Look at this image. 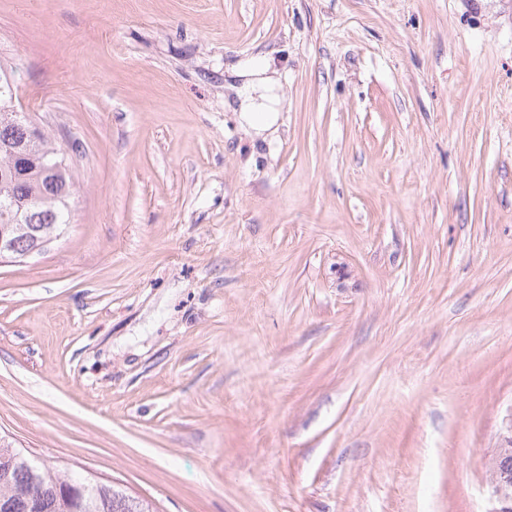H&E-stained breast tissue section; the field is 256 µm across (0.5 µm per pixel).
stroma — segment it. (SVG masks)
Here are the masks:
<instances>
[{
    "instance_id": "35a3bbf8",
    "label": "stroma",
    "mask_w": 512,
    "mask_h": 512,
    "mask_svg": "<svg viewBox=\"0 0 512 512\" xmlns=\"http://www.w3.org/2000/svg\"><path fill=\"white\" fill-rule=\"evenodd\" d=\"M0 60L81 186L0 263V436L155 512H484L512 0H0ZM266 70L264 64L258 62L250 72L254 79L236 91L238 98H242L240 120L256 136L276 125L279 118L274 84L271 79L262 77Z\"/></svg>"
}]
</instances>
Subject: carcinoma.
Returning a JSON list of instances; mask_svg holds the SVG:
<instances>
[{"label":"carcinoma","instance_id":"cac0c4a2","mask_svg":"<svg viewBox=\"0 0 512 512\" xmlns=\"http://www.w3.org/2000/svg\"><path fill=\"white\" fill-rule=\"evenodd\" d=\"M0 65V234L19 251L35 237L47 236L69 224L78 192L73 174L54 181L45 174L62 152L50 134L34 142L30 123L17 118L11 105L15 82ZM80 483L88 490L67 496L61 487ZM0 512H150L142 503L114 487L47 467L0 437Z\"/></svg>","mask_w":512,"mask_h":512}]
</instances>
